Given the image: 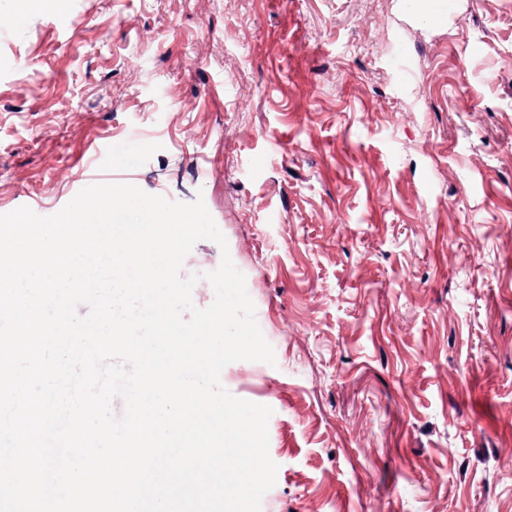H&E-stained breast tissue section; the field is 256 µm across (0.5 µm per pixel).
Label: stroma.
Here are the masks:
<instances>
[{"mask_svg":"<svg viewBox=\"0 0 512 512\" xmlns=\"http://www.w3.org/2000/svg\"><path fill=\"white\" fill-rule=\"evenodd\" d=\"M0 0V214L203 198L274 363L261 512H512V0ZM132 138L134 152L112 155Z\"/></svg>","mask_w":512,"mask_h":512,"instance_id":"stroma-1","label":"stroma"}]
</instances>
